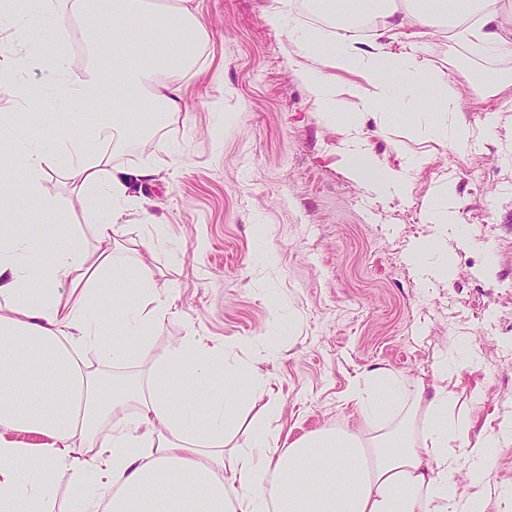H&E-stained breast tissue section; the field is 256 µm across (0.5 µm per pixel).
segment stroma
<instances>
[{
    "instance_id": "obj_1",
    "label": "stroma",
    "mask_w": 512,
    "mask_h": 512,
    "mask_svg": "<svg viewBox=\"0 0 512 512\" xmlns=\"http://www.w3.org/2000/svg\"><path fill=\"white\" fill-rule=\"evenodd\" d=\"M206 35L183 79L186 107L164 113L142 138L112 145V170L144 171L129 183L121 239L142 251L159 285L174 288L173 315L153 354L186 336L249 360L280 406L279 447L325 427H361L352 383L385 368L408 394L432 386L439 362L470 428L455 452L468 461L479 436L512 416V112L485 133L487 112L512 99V59L435 34L416 65L450 86L453 120L475 133L463 150L430 134L437 113H371L346 100L348 126L327 123L300 78L289 31L314 26L302 10L293 29L266 21L272 0H193ZM224 83L212 84L214 71ZM509 82L502 95L488 71ZM52 99L18 107L0 85V114L13 132H38ZM356 130L379 174L408 173L406 195L353 180L345 142ZM46 195L84 224V194L65 171L49 172ZM462 222L428 220L442 193ZM435 267L422 278L411 255ZM484 488L493 512H512V444L490 462Z\"/></svg>"
}]
</instances>
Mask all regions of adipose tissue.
<instances>
[{
  "label": "adipose tissue",
  "instance_id": "ef3b65f1",
  "mask_svg": "<svg viewBox=\"0 0 512 512\" xmlns=\"http://www.w3.org/2000/svg\"><path fill=\"white\" fill-rule=\"evenodd\" d=\"M336 18L333 36L292 38L299 74L327 119L345 121L332 74L355 72L347 88L371 112H407L413 101L436 102L439 141L467 147L471 130L452 121L448 87L419 69L411 49L441 29L512 59V7L502 0H323ZM69 15L88 18L91 59L68 78V46L47 39ZM373 23L363 47L360 21ZM22 33L17 55L0 54V73L17 57L38 56L58 74L59 108L36 135L0 160V512H54L56 476L72 473L70 499L80 512H490L480 485L497 448L512 443V418L478 440L470 455L478 489L456 493L460 460L454 446L468 428L457 410L452 370L440 365L432 395L417 391L405 405L401 379L367 373L350 399L368 435L320 430L288 448L266 421L242 422L249 396L269 391L252 367L188 336L160 356L151 340L171 314L151 269L119 241L126 184L109 168L101 143L140 126L143 113L180 111L182 79L193 37L206 33L191 0H0V31ZM404 38L409 50L388 43ZM349 173L378 191L405 193L407 174L375 175L356 144ZM63 169L92 191L85 210L99 242L89 249L60 203L45 195L50 171ZM49 237L18 232L9 202L12 177ZM97 366H89L88 357ZM147 363L144 376L104 392L113 367ZM196 385L184 400L173 390L184 373ZM20 432L30 443L10 440Z\"/></svg>",
  "mask_w": 512,
  "mask_h": 512
}]
</instances>
